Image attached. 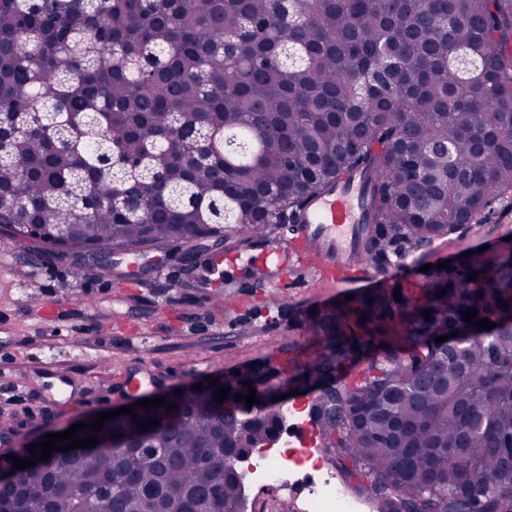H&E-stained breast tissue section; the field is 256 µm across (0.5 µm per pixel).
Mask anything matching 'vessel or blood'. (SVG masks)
<instances>
[{"mask_svg":"<svg viewBox=\"0 0 512 512\" xmlns=\"http://www.w3.org/2000/svg\"><path fill=\"white\" fill-rule=\"evenodd\" d=\"M363 222L361 181L352 177L327 190L305 209L288 254L299 266L317 265L323 277L337 288L375 286L363 273L356 240Z\"/></svg>","mask_w":512,"mask_h":512,"instance_id":"b4317fda","label":"vessel or blood"}]
</instances>
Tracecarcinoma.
<instances>
[{"mask_svg":"<svg viewBox=\"0 0 512 512\" xmlns=\"http://www.w3.org/2000/svg\"><path fill=\"white\" fill-rule=\"evenodd\" d=\"M354 175L357 250L382 271L512 193V0H0L12 242L109 255L181 240L195 260L191 243L297 224ZM401 297L316 313L318 352L258 404L234 395L260 371L231 374L222 403L204 385L136 408L160 420L150 430L127 414L103 425L137 454L77 448L49 473L19 470L42 489L21 512H75L65 490L105 469L95 512H163L161 492L212 487L207 512H240L244 474L226 460L281 433L292 391L317 393L322 447L378 512H512V370L497 360L512 356V240ZM469 308L496 326L465 322Z\"/></svg>","mask_w":512,"mask_h":512,"instance_id":"cac0c4a2","label":"carcinoma"}]
</instances>
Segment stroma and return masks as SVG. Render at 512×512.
Instances as JSON below:
<instances>
[{
    "instance_id": "1",
    "label": "stroma",
    "mask_w": 512,
    "mask_h": 512,
    "mask_svg": "<svg viewBox=\"0 0 512 512\" xmlns=\"http://www.w3.org/2000/svg\"><path fill=\"white\" fill-rule=\"evenodd\" d=\"M291 225L236 251L209 250L204 261L153 262L141 279L130 271L146 256H113L112 270L77 276V257L33 243L0 245V431L34 439L60 424L127 404L115 387L150 369L140 396L194 385L242 367L295 362L313 331L309 316L336 294L314 269L276 273V248ZM512 236V197L477 223L418 254L423 263ZM57 367L83 382L81 394L58 389L41 370Z\"/></svg>"
}]
</instances>
